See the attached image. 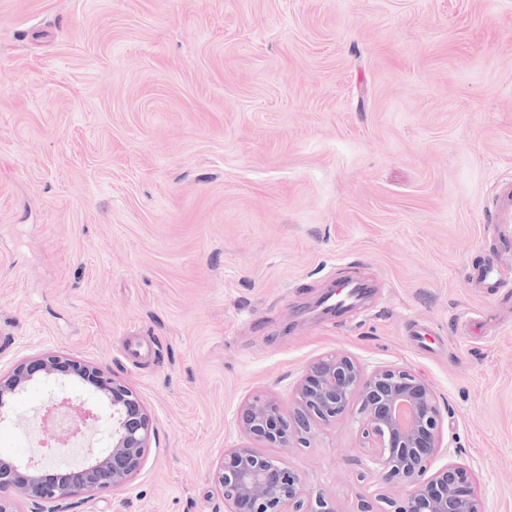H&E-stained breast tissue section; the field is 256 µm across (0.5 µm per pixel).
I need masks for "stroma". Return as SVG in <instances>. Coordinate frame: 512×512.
<instances>
[{
    "instance_id": "stroma-1",
    "label": "stroma",
    "mask_w": 512,
    "mask_h": 512,
    "mask_svg": "<svg viewBox=\"0 0 512 512\" xmlns=\"http://www.w3.org/2000/svg\"><path fill=\"white\" fill-rule=\"evenodd\" d=\"M512 177V0H0V375L60 352L110 368L156 440L123 491L68 512H224L225 449L283 459L337 512L360 480L353 416L276 448L252 397L292 413L340 352L407 367L445 405L435 466L512 512V292L476 275ZM375 293L341 317L333 284ZM434 335L414 344V325ZM46 385L5 408L32 454Z\"/></svg>"
}]
</instances>
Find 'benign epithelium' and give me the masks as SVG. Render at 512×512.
I'll list each match as a JSON object with an SVG mask.
<instances>
[{"label": "benign epithelium", "mask_w": 512, "mask_h": 512, "mask_svg": "<svg viewBox=\"0 0 512 512\" xmlns=\"http://www.w3.org/2000/svg\"><path fill=\"white\" fill-rule=\"evenodd\" d=\"M75 379L97 396V407L68 394L67 385ZM37 383L58 387L44 409L57 414L59 439L82 436L108 417V446L89 449L83 466L68 473L50 474L29 460L1 458L0 512H16L17 500L31 502L38 512H63L82 493L125 489L142 472L156 435L138 394L112 373L57 353L31 357L0 376V409ZM355 403L366 462L360 477L408 487L405 498L385 499L389 512H484L461 467L432 470L443 413L428 383L409 369L367 373L349 356L332 354L307 369L296 387L291 417H284L275 400L255 396L242 405L238 426L248 436L291 448L306 442L317 423L343 417ZM212 479L226 512H338L282 460L252 448L225 450Z\"/></svg>", "instance_id": "7a95c632"}]
</instances>
